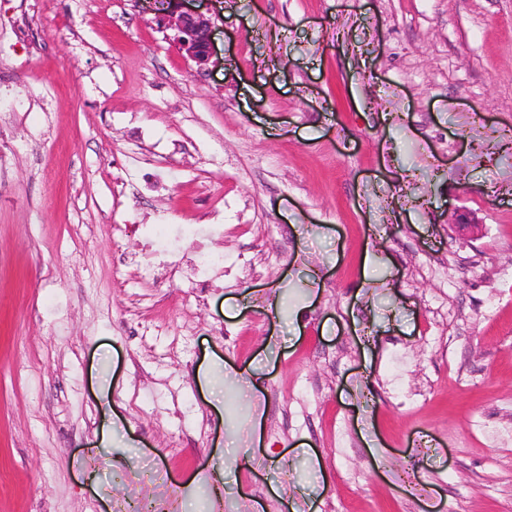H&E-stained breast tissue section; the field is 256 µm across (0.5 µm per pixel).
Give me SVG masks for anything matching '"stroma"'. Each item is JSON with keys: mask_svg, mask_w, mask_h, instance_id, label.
Masks as SVG:
<instances>
[{"mask_svg": "<svg viewBox=\"0 0 512 512\" xmlns=\"http://www.w3.org/2000/svg\"><path fill=\"white\" fill-rule=\"evenodd\" d=\"M195 6L0 0V512H512V0ZM157 27L174 34L169 36L175 46L185 52L200 73L210 70L218 63L212 39L211 19L203 12L190 9V0H153ZM448 224L460 237L476 239L482 234L483 225L479 217L461 207L451 209Z\"/></svg>", "mask_w": 512, "mask_h": 512, "instance_id": "stroma-1", "label": "stroma"}]
</instances>
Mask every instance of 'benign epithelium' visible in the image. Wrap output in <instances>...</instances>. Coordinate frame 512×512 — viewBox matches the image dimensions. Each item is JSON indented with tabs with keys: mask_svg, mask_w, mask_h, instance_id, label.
I'll return each instance as SVG.
<instances>
[{
	"mask_svg": "<svg viewBox=\"0 0 512 512\" xmlns=\"http://www.w3.org/2000/svg\"><path fill=\"white\" fill-rule=\"evenodd\" d=\"M189 0H154L155 20L162 31H173L172 42L204 73L216 66L211 19L187 7ZM448 224L460 237L475 239L482 234V221L472 211L453 208Z\"/></svg>",
	"mask_w": 512,
	"mask_h": 512,
	"instance_id": "benign-epithelium-1",
	"label": "benign epithelium"
}]
</instances>
